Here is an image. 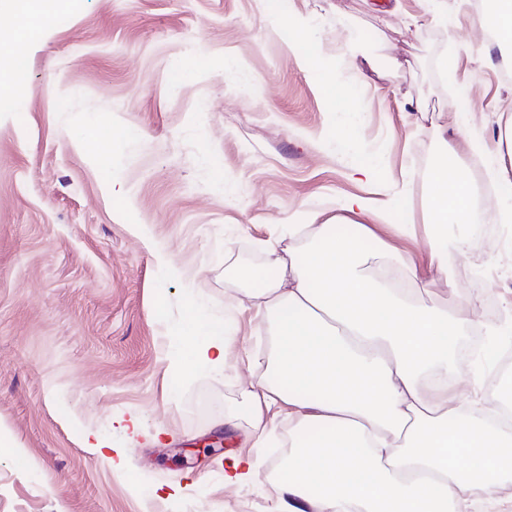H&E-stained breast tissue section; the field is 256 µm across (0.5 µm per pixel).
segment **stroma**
Returning <instances> with one entry per match:
<instances>
[{
	"label": "stroma",
	"mask_w": 512,
	"mask_h": 512,
	"mask_svg": "<svg viewBox=\"0 0 512 512\" xmlns=\"http://www.w3.org/2000/svg\"><path fill=\"white\" fill-rule=\"evenodd\" d=\"M447 2L436 16L425 0H63L0 108V434L35 468L0 457V512H278L270 463L289 424L251 421L272 338L241 273L268 270L284 226L376 224L340 202L397 189L392 220L415 232L377 234L428 266L437 155L452 147L457 176L486 189L466 138L494 143L512 108V56L488 49L477 0ZM283 16L318 42L313 64ZM351 35L375 64L362 75L337 67ZM324 69L355 86L352 111H331ZM469 240L499 271L457 265L453 288L481 317L492 298L512 309V250L491 222ZM190 297L236 319L223 370L176 373ZM230 454L254 458L248 483L225 482Z\"/></svg>",
	"instance_id": "35a3bbf8"
}]
</instances>
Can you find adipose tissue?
Wrapping results in <instances>:
<instances>
[{
    "label": "adipose tissue",
    "mask_w": 512,
    "mask_h": 512,
    "mask_svg": "<svg viewBox=\"0 0 512 512\" xmlns=\"http://www.w3.org/2000/svg\"><path fill=\"white\" fill-rule=\"evenodd\" d=\"M430 264L373 250L370 224H292L270 245L272 274L253 273L252 297L274 343L247 391L255 429L287 415L277 463L279 512H505L512 482V409L497 391L457 394V338L512 329L458 308L415 301L409 283L447 275L470 259L449 228L479 223L468 180L440 159L428 185ZM179 368L224 367L231 318L205 321L189 301Z\"/></svg>",
    "instance_id": "obj_1"
}]
</instances>
